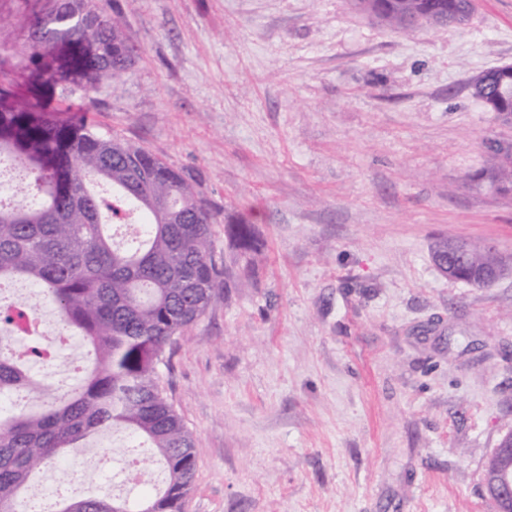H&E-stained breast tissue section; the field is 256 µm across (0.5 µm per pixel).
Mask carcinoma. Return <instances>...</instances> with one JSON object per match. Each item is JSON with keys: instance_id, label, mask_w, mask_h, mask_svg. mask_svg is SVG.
<instances>
[{"instance_id": "1", "label": "carcinoma", "mask_w": 512, "mask_h": 512, "mask_svg": "<svg viewBox=\"0 0 512 512\" xmlns=\"http://www.w3.org/2000/svg\"><path fill=\"white\" fill-rule=\"evenodd\" d=\"M26 36L0 40V161L25 173L29 197L0 203V283L34 282L58 325L94 358L66 390L43 384V337L17 335L24 304L0 306V512H19L34 472L66 448L120 431L155 448L162 490L137 499L62 498L55 512H184L199 442L164 395L159 367L175 336L220 302L229 282L258 276L262 242L243 218L224 225L229 256L216 253L217 214L190 177L150 150L97 125L65 121L52 97L89 98L134 63L117 11L102 0H19ZM389 26L421 9L435 25L464 22L475 0H382ZM14 59L27 72L19 93ZM481 177L512 191V149L490 147ZM144 228L124 246L108 227L132 211ZM473 263L496 256L470 247Z\"/></svg>"}]
</instances>
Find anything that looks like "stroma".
I'll use <instances>...</instances> for the list:
<instances>
[{
    "instance_id": "35a3bbf8",
    "label": "stroma",
    "mask_w": 512,
    "mask_h": 512,
    "mask_svg": "<svg viewBox=\"0 0 512 512\" xmlns=\"http://www.w3.org/2000/svg\"><path fill=\"white\" fill-rule=\"evenodd\" d=\"M137 51L96 108L264 241L259 276L177 335L164 392L198 438L184 512H494L512 430V276L443 277L438 240L512 254V194L481 181L506 122L470 82L512 65V0L397 32L350 0H106ZM75 449L79 491L138 455ZM505 461L502 465L492 470L489 475L491 491L485 487L488 498L496 503L497 500H512V463Z\"/></svg>"
}]
</instances>
